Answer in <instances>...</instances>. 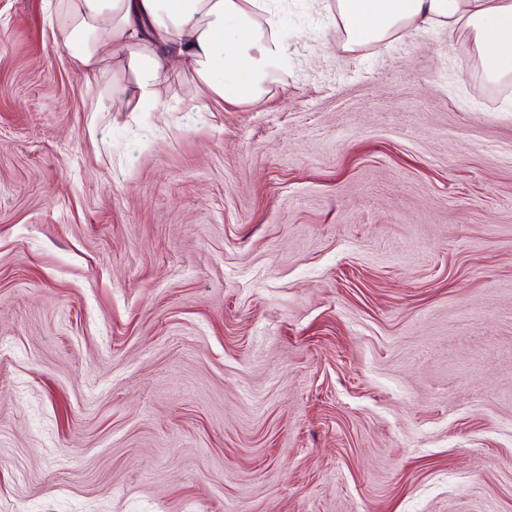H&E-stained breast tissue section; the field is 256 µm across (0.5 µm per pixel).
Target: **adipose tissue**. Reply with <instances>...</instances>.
Listing matches in <instances>:
<instances>
[{
    "label": "adipose tissue",
    "instance_id": "ef3b65f1",
    "mask_svg": "<svg viewBox=\"0 0 512 512\" xmlns=\"http://www.w3.org/2000/svg\"><path fill=\"white\" fill-rule=\"evenodd\" d=\"M351 45H377L416 25L470 30L489 80L512 76V0H337ZM64 45L77 71L101 72L103 41L127 55L129 111L158 103L161 84L191 60L198 86L231 105L261 100L288 71L269 0H66Z\"/></svg>",
    "mask_w": 512,
    "mask_h": 512
}]
</instances>
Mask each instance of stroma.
<instances>
[{"instance_id": "obj_1", "label": "stroma", "mask_w": 512, "mask_h": 512, "mask_svg": "<svg viewBox=\"0 0 512 512\" xmlns=\"http://www.w3.org/2000/svg\"><path fill=\"white\" fill-rule=\"evenodd\" d=\"M0 0V512H512V78L466 28L129 112ZM104 95L106 109L90 112Z\"/></svg>"}]
</instances>
